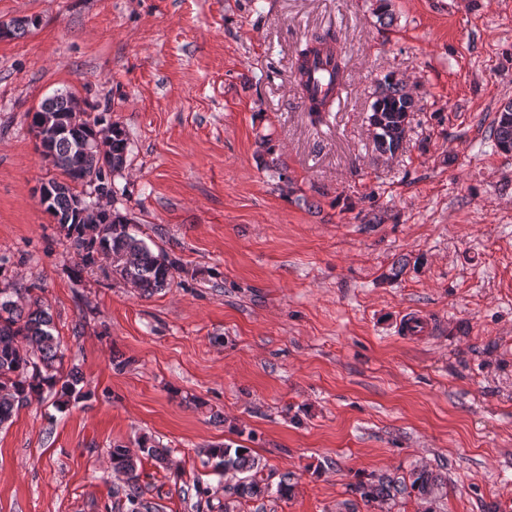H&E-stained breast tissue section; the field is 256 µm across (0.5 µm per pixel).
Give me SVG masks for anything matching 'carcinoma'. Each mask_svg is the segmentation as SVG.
Returning a JSON list of instances; mask_svg holds the SVG:
<instances>
[{"instance_id":"obj_1","label":"carcinoma","mask_w":512,"mask_h":512,"mask_svg":"<svg viewBox=\"0 0 512 512\" xmlns=\"http://www.w3.org/2000/svg\"><path fill=\"white\" fill-rule=\"evenodd\" d=\"M324 62L321 75L326 89L311 100L305 111L316 122L323 121L332 110L335 92L345 85L348 62L336 34L327 31L314 35L296 58L295 78L299 86L312 81V65ZM78 99L69 93L59 94L44 101L35 111L28 113L30 127L42 123L47 129L40 132L36 145L41 155L53 158V166L60 177L52 178L44 187L41 205L69 239L77 256L75 272L97 265L102 258L112 263V272L143 295H150L171 285L179 268V260L164 251L153 252L144 240L132 232V219L117 209L104 208L97 220L83 216L84 203L89 200L86 187H94L103 196L116 194L112 183L94 182L93 178L122 171L128 152V134L118 124L110 126L112 144L104 154L83 153L79 142L86 137L82 127L65 129L58 125L59 117L71 112ZM415 100L404 82L386 75L378 82L376 99L371 104L368 123L376 119L383 128L373 135L382 153H395L402 145L406 132V114L414 111ZM489 139L495 147L512 150V102L504 105L489 130ZM15 283L6 279L0 265V427L12 420L19 407L28 403L32 393L46 386L54 391L55 402L64 407L87 398L82 390L83 378L72 370L63 373L64 353L60 337L54 334L52 317L39 298L32 297L21 303ZM205 463L218 474L239 473L244 478L232 488L240 497H260L271 493L280 498L288 496V475L281 476L277 485L263 477L260 462L250 449L228 445L205 448ZM168 464L167 449L149 441L133 453L127 446L115 444L109 453L112 470L126 477L122 497L116 498L112 508L117 512H154L152 503L142 496L138 479L140 456ZM410 487L421 495L431 493L435 485L433 475L424 471L412 472ZM364 502L370 504L399 492V487L379 481L358 488Z\"/></svg>"}]
</instances>
